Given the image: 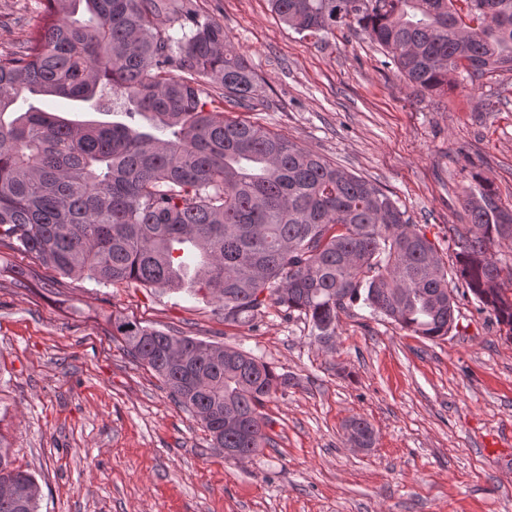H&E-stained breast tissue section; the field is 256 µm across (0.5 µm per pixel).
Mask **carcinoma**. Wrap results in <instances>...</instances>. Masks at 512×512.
Returning <instances> with one entry per match:
<instances>
[{
    "instance_id": "carcinoma-1",
    "label": "carcinoma",
    "mask_w": 512,
    "mask_h": 512,
    "mask_svg": "<svg viewBox=\"0 0 512 512\" xmlns=\"http://www.w3.org/2000/svg\"><path fill=\"white\" fill-rule=\"evenodd\" d=\"M270 0L304 37L355 24L406 82L441 95L512 73V0ZM45 22L0 51V246L65 276L185 292L219 305L224 323L255 326L270 306L305 316L323 346L354 302L429 341L457 309L448 270L398 201L374 182L203 100L215 86L241 105L256 74L226 48L224 26L178 23L175 0H43ZM179 75H170L171 71ZM126 122L75 121L35 105L40 94ZM147 116L152 130L138 125ZM458 234L454 276L512 338V208L478 180ZM112 337L169 397L241 459L269 443L265 403L286 374L236 348L117 316ZM364 448L375 432L345 425ZM0 512H38L36 477L13 466L0 434Z\"/></svg>"
}]
</instances>
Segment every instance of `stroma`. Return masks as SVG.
<instances>
[{"label": "stroma", "instance_id": "35a3bbf8", "mask_svg": "<svg viewBox=\"0 0 512 512\" xmlns=\"http://www.w3.org/2000/svg\"><path fill=\"white\" fill-rule=\"evenodd\" d=\"M247 59L258 99L225 116L280 133L375 182L447 266L469 223L463 190L490 179L512 205V74L414 92L357 28L302 37L268 0H192ZM42 21L36 0H0V50ZM435 342L340 313L336 348L309 321L268 308L230 326L214 303L137 284L66 277L0 246V433L41 489L39 512H512V340L473 297ZM124 316L234 347L291 376L265 405L269 444L249 461L211 448L155 374L112 339ZM369 421L373 447L344 426Z\"/></svg>", "mask_w": 512, "mask_h": 512}]
</instances>
